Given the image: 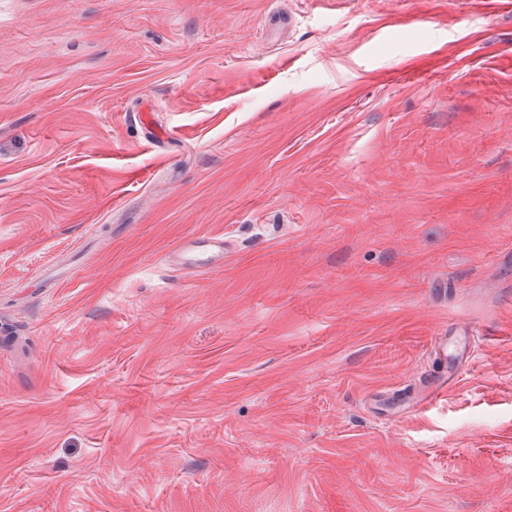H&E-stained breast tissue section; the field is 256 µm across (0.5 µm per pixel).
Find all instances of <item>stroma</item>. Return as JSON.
<instances>
[{
    "instance_id": "obj_1",
    "label": "stroma",
    "mask_w": 512,
    "mask_h": 512,
    "mask_svg": "<svg viewBox=\"0 0 512 512\" xmlns=\"http://www.w3.org/2000/svg\"><path fill=\"white\" fill-rule=\"evenodd\" d=\"M0 512H512V8L0 0ZM186 256L197 254L194 260L198 263L194 267L206 268L210 264L222 263L224 260V241L213 238L205 245H191L185 250Z\"/></svg>"
}]
</instances>
